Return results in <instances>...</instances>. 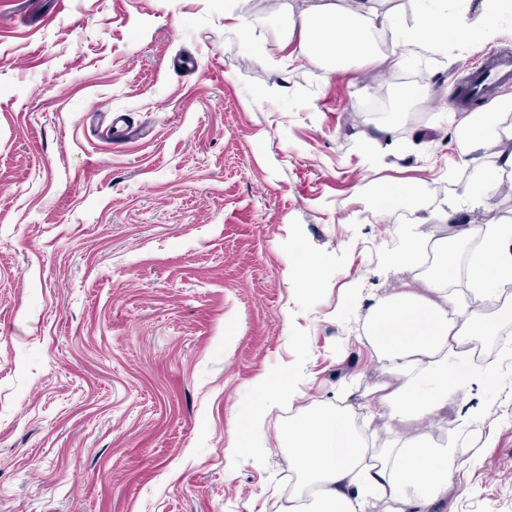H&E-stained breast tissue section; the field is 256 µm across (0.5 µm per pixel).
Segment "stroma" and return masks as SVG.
<instances>
[{"label":"stroma","mask_w":512,"mask_h":512,"mask_svg":"<svg viewBox=\"0 0 512 512\" xmlns=\"http://www.w3.org/2000/svg\"><path fill=\"white\" fill-rule=\"evenodd\" d=\"M285 2L245 42L224 0H0V512H280L303 408H347L372 448L398 438L365 408L387 379L369 308L427 274L388 268L401 225L432 215L426 239L464 268L454 225L512 224V189L447 206L472 178L455 93L512 49V17L478 48L329 75L281 63ZM385 124L402 147L376 170ZM387 185L413 195L380 207ZM492 342L484 425L449 407L420 427L459 466L430 512H512V332ZM262 375L297 396L255 431L237 419Z\"/></svg>","instance_id":"35a3bbf8"}]
</instances>
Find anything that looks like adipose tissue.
Here are the masks:
<instances>
[{
	"label": "adipose tissue",
	"mask_w": 512,
	"mask_h": 512,
	"mask_svg": "<svg viewBox=\"0 0 512 512\" xmlns=\"http://www.w3.org/2000/svg\"><path fill=\"white\" fill-rule=\"evenodd\" d=\"M434 2V9L408 21L397 8H382L381 0H300L288 8L277 47L288 63L317 62L330 73L360 57L400 69L452 44L487 42L500 18L495 9L467 18L462 0ZM505 112H512L511 99L455 119L461 160L473 172L466 199L475 209L499 184L512 182V130L500 126ZM460 234L480 240L468 267L473 293L512 282L511 224H464ZM433 251L437 262L422 287L377 298L368 315L366 340L389 374L368 405L401 424L464 406L472 383L487 375L471 363L473 337L512 325L511 298L486 314L462 304L448 286L454 254L447 241L435 242ZM287 437L288 468L299 476L288 512H365L373 500L387 501L388 512H427L446 501L456 468L453 446L421 435L367 447L345 411L329 405L290 418Z\"/></svg>",
	"instance_id": "ef3b65f1"
}]
</instances>
